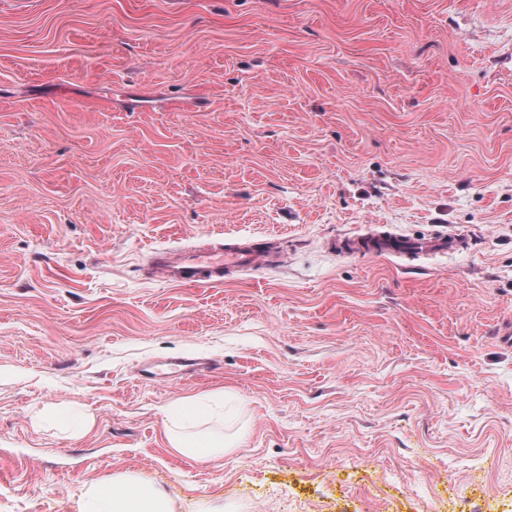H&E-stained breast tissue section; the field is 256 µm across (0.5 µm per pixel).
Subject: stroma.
<instances>
[{
  "instance_id": "stroma-1",
  "label": "stroma",
  "mask_w": 512,
  "mask_h": 512,
  "mask_svg": "<svg viewBox=\"0 0 512 512\" xmlns=\"http://www.w3.org/2000/svg\"><path fill=\"white\" fill-rule=\"evenodd\" d=\"M370 224L469 247L326 250ZM239 236L283 263L152 274ZM511 329L512 0H0V512L118 473L173 512H512ZM217 392L223 459L181 458L168 407ZM35 419L38 423L48 422L56 425L64 438L77 436L90 428L89 419L78 420L71 412L54 406H44L37 412Z\"/></svg>"
}]
</instances>
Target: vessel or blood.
Wrapping results in <instances>:
<instances>
[{
    "mask_svg": "<svg viewBox=\"0 0 512 512\" xmlns=\"http://www.w3.org/2000/svg\"><path fill=\"white\" fill-rule=\"evenodd\" d=\"M468 240L457 233L431 237H405L387 230L327 240L326 248L340 254L401 256L445 254L467 249ZM283 260L273 241L241 237L233 243L212 242L201 247L165 248L155 251L154 265L165 282L178 285L223 283L228 270L274 267Z\"/></svg>",
    "mask_w": 512,
    "mask_h": 512,
    "instance_id": "b4317fda",
    "label": "vessel or blood"
}]
</instances>
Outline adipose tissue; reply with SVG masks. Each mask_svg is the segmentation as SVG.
Wrapping results in <instances>:
<instances>
[{
	"label": "adipose tissue",
	"mask_w": 512,
	"mask_h": 512,
	"mask_svg": "<svg viewBox=\"0 0 512 512\" xmlns=\"http://www.w3.org/2000/svg\"><path fill=\"white\" fill-rule=\"evenodd\" d=\"M193 399L184 398L168 410L170 428L165 431L169 447L182 458L216 461L225 451L224 436L219 432L186 433V420L207 419ZM79 512H173L170 499L152 483L127 474H118L103 482L84 485L79 494Z\"/></svg>",
	"instance_id": "adipose-tissue-1"
}]
</instances>
